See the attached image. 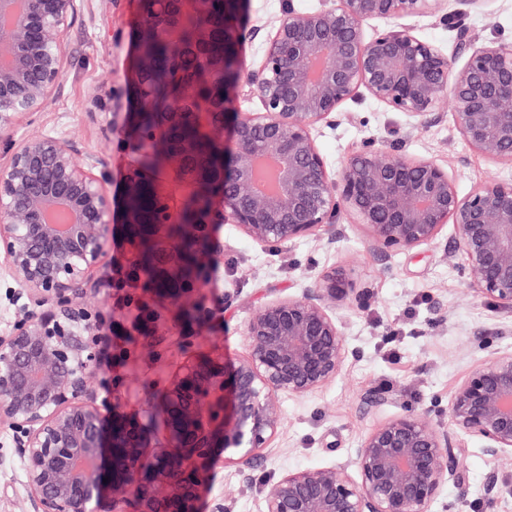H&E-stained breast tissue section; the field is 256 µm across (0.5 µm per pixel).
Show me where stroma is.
Instances as JSON below:
<instances>
[{
    "label": "stroma",
    "instance_id": "1",
    "mask_svg": "<svg viewBox=\"0 0 512 512\" xmlns=\"http://www.w3.org/2000/svg\"><path fill=\"white\" fill-rule=\"evenodd\" d=\"M139 0H78L66 41L67 65L59 93L42 111L30 114L20 136L56 135L70 140L77 159L90 154L105 161L106 189L113 193L138 167L140 137L131 119L139 103L133 82L137 60ZM468 23L480 43L512 42V0H493L473 11ZM353 120L321 125L317 142L332 171L365 145L382 152L428 158L447 167L460 195L492 179H512V166L474 151L454 126L451 109L441 104V119L411 125L369 97L347 102ZM112 123H105V114ZM124 198L112 200V224H123ZM339 242L324 227L295 245H260L232 224L211 229L224 246L219 268L222 287L212 284L186 295L174 307L158 289L137 283L141 299L162 317L158 331L136 337L126 366H98L92 392L104 415L113 405L149 419L171 373L186 353H222L227 365L247 354L244 323L250 311L276 295L301 294L325 269L339 267L359 287L370 288L367 307L337 304L336 311L354 357L325 388L304 397L282 396V424L267 448L248 460L229 463L215 450L201 489L199 512L217 504L232 512H263L266 483L284 472L344 463L377 423L406 412L448 423V400L456 386L482 360L483 335L512 326V310L467 292L461 283L465 259L445 233L431 248L381 253L366 244L368 231L338 219ZM375 391L386 401L369 409L362 401ZM468 477L466 497L447 486L433 512H512V462L487 456L472 440L461 458ZM498 472L503 495L482 502L489 472ZM13 433L0 426V512H36Z\"/></svg>",
    "mask_w": 512,
    "mask_h": 512
}]
</instances>
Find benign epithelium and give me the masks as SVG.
<instances>
[{
    "label": "benign epithelium",
    "instance_id": "obj_1",
    "mask_svg": "<svg viewBox=\"0 0 512 512\" xmlns=\"http://www.w3.org/2000/svg\"><path fill=\"white\" fill-rule=\"evenodd\" d=\"M175 8L151 17L142 34L169 43L184 94L158 116L154 135L193 123L194 88L184 65L206 53L213 0H170ZM248 0H224V52L237 61L226 98L213 102L206 144L218 161L220 222L234 224L261 244H290L313 236L347 213L366 226L381 252L434 245L453 226L465 258V286L512 309V180L479 184L462 196L448 170L427 158L365 149L334 176L313 135L319 124L350 114L347 101L365 93L414 124L438 119L448 101L458 132L478 153L512 163V43L480 44L467 20L490 0H330L316 11L286 8L273 25L257 63L244 67L241 50L257 29L240 15ZM77 0H0V265L16 285L44 306L17 319L0 336V421L15 434L37 512H94L108 487L132 512H198L200 489L216 446L240 462L276 436L278 398L304 397L340 375L349 355L336 301L367 304L370 291L334 267L300 295L274 296L244 325L248 353L228 369L224 356L190 355L168 379L160 412L171 443L147 455L144 427L117 409L112 423L91 397L99 363L97 327L103 313L79 295L101 287L112 202L100 155L75 159L74 146L51 135L15 138L24 119L59 92L65 44ZM201 22L198 36L182 39L177 17ZM438 16L454 33L452 50L422 38L412 20ZM370 20L383 24L367 34ZM258 97L261 109L241 112L233 97ZM236 152L228 160L221 139L228 118ZM196 150L173 152L168 170L190 186ZM276 162L274 187L256 189L255 163ZM146 174L128 178L126 224L132 265L182 303L184 283L198 267L219 264L221 247L208 225L171 227L161 187L157 210L140 208ZM50 210L66 224H49ZM154 245L151 258L143 241ZM487 356L448 401V428L425 414L392 416L370 429L344 464L285 472L270 484L264 512H431L445 486L466 490L460 467L464 440L481 442L495 459L512 460V348L484 345ZM500 495L496 472L482 499Z\"/></svg>",
    "mask_w": 512,
    "mask_h": 512
}]
</instances>
